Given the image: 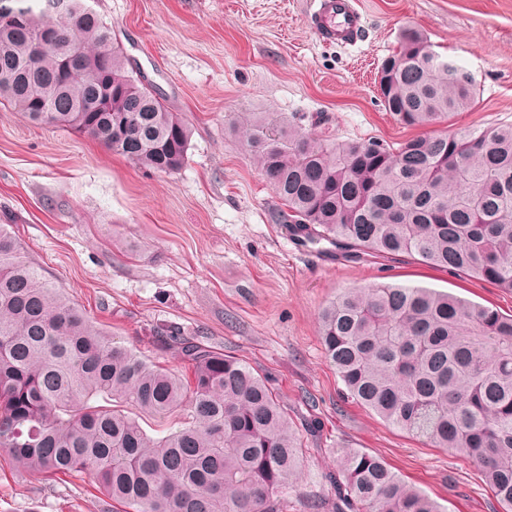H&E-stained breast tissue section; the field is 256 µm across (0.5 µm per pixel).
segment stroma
I'll list each match as a JSON object with an SVG mask.
<instances>
[{
	"instance_id": "1",
	"label": "stroma",
	"mask_w": 512,
	"mask_h": 512,
	"mask_svg": "<svg viewBox=\"0 0 512 512\" xmlns=\"http://www.w3.org/2000/svg\"><path fill=\"white\" fill-rule=\"evenodd\" d=\"M353 46L314 36L307 0H93L112 40L169 111L189 123L188 158L146 172L86 134L30 126L0 105V224L95 325L177 374L170 331L271 379L300 434L290 512H331L336 452L382 458L444 512H495L477 468L347 401L326 360L318 313L342 289L431 288L512 314V293L405 258L349 263L296 245L280 200L232 124L269 112L336 142L416 136L381 105L376 78L400 33L475 77L477 107L447 132L512 124V0H360ZM326 121L312 125L313 116ZM0 512H112L85 473L37 476L0 458Z\"/></svg>"
}]
</instances>
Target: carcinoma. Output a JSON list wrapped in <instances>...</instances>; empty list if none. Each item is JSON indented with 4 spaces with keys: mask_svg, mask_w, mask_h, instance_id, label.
<instances>
[{
    "mask_svg": "<svg viewBox=\"0 0 512 512\" xmlns=\"http://www.w3.org/2000/svg\"><path fill=\"white\" fill-rule=\"evenodd\" d=\"M76 57L80 80L64 74ZM378 79L385 111L428 129L476 107L471 72L404 30ZM71 128L154 173L185 162L191 129L139 82L89 0H0V103ZM238 128L280 199L277 220L347 261L411 260L512 292V125L398 146L328 144L295 121ZM347 397L479 469L512 512V314L429 288L340 291L319 313ZM170 372L96 327L0 225V456L33 475L85 472L115 512H288L301 440L269 382L201 342ZM130 407L188 420L149 434ZM333 512H442L381 459L342 452Z\"/></svg>",
    "mask_w": 512,
    "mask_h": 512,
    "instance_id": "cac0c4a2",
    "label": "carcinoma"
}]
</instances>
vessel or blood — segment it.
<instances>
[{"instance_id": "1", "label": "vessel or blood", "mask_w": 512, "mask_h": 512, "mask_svg": "<svg viewBox=\"0 0 512 512\" xmlns=\"http://www.w3.org/2000/svg\"><path fill=\"white\" fill-rule=\"evenodd\" d=\"M308 23L326 45H355L364 29L358 0H312Z\"/></svg>"}]
</instances>
